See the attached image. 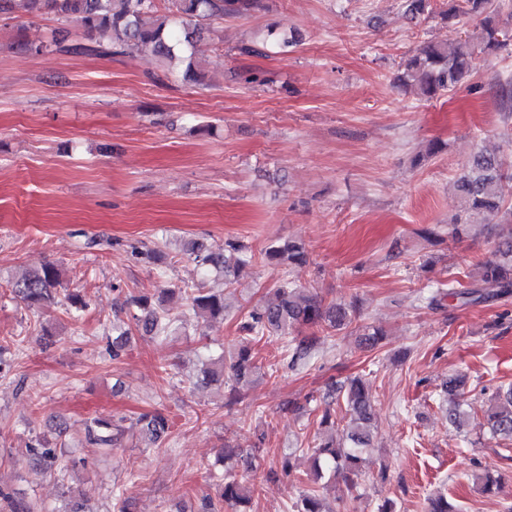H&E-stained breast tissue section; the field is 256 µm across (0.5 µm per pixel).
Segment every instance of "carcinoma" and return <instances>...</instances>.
<instances>
[{"label": "carcinoma", "instance_id": "obj_1", "mask_svg": "<svg viewBox=\"0 0 512 512\" xmlns=\"http://www.w3.org/2000/svg\"><path fill=\"white\" fill-rule=\"evenodd\" d=\"M401 8L411 18L426 17L435 13L433 0H400ZM21 5L31 15L51 13L59 20L75 25V32H59L51 42L35 46L25 41L16 47L33 52L96 56L111 58L123 56L136 47L150 50L161 59H171L175 50H187L194 45L196 34L211 22L226 16L242 17L259 6V0H170L168 12L155 14L154 0H0V12H10ZM512 15V0H448L437 11L446 24L456 22L461 14L481 17V36L478 43L468 40L450 48L429 42L408 58L395 78L399 86H414L427 100L434 99L457 87L468 72L469 59L479 47L482 50L505 48L512 44V28L503 26V12ZM277 39V30L270 26L260 40L239 47L244 55H260L265 45ZM512 176V163L497 152H479L469 160L457 181L456 190L460 207L466 216L486 214L496 217L502 210L501 183ZM249 249L237 240H226L224 246L211 248L199 242L185 246V253L204 272H220L225 284L239 275L251 262ZM264 259L271 265H288L302 268L307 264L305 248L294 242L275 243L268 246ZM59 284L58 269L52 264L28 271L16 278L12 291L29 307H41L54 300V290ZM188 302L189 310L204 324L224 318L228 309L226 295L209 291L203 285L172 289ZM457 301L462 306L477 305L512 295V227L502 234L495 259L483 265L482 277L461 288L448 281V292L436 291L424 297L429 306H438L442 296ZM126 305L137 309L133 315L136 326L145 334L165 339L170 335L173 319L145 296L126 300ZM359 317V305L326 306L318 295L297 285L283 281L275 290V299L252 307L240 322L244 333L238 348L231 356L232 377L224 378V354L208 359L201 382H224L228 387V401H233L240 387L248 384L255 364V345L263 338L278 336L288 338V331L308 329L310 334L294 346L285 347L293 367L307 364L312 351L324 341L319 328L326 326L339 331L351 326ZM335 401L342 403L348 425L341 429L336 410L326 406L319 419L320 427L331 430L329 438L312 447L311 482L293 505L294 512H325L317 489L319 481L342 482L353 490L363 473V454L370 446V424L373 418V400L365 380L350 378L336 386ZM471 417L462 404L453 402L448 410V426L459 432L470 424ZM137 437L146 448L162 444L169 432L168 418L160 412L138 419ZM479 427L493 436L512 441V386L500 388L492 396V405ZM127 433L122 421L112 418H94L86 425V441L98 448H111ZM34 460L49 467L62 461V454L46 444L31 448ZM220 500L229 512H251V490L244 486L231 471L224 472L220 480ZM427 512H456L448 497L440 492L428 497Z\"/></svg>", "mask_w": 512, "mask_h": 512}]
</instances>
